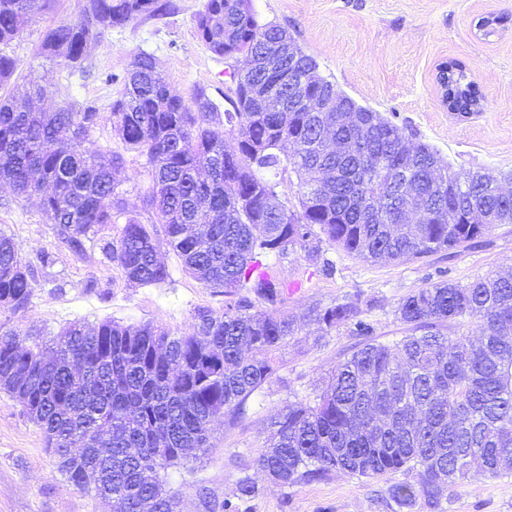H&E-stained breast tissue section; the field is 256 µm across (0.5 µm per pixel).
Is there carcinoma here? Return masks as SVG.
Returning <instances> with one entry per match:
<instances>
[{
	"instance_id": "1",
	"label": "carcinoma",
	"mask_w": 512,
	"mask_h": 512,
	"mask_svg": "<svg viewBox=\"0 0 512 512\" xmlns=\"http://www.w3.org/2000/svg\"><path fill=\"white\" fill-rule=\"evenodd\" d=\"M52 3L0 0V45ZM174 9L170 0H82L77 18L46 31L40 54L80 70L102 29ZM195 29L215 55L238 56L236 95L224 96V110L203 88L190 108L157 78L154 56L140 52L108 120L126 149L147 157L145 209L184 270L226 297L224 309H197L180 336L114 319L73 323L50 352L37 336L0 330V389L40 427L67 480L112 499L115 512H173L176 493L156 469L179 464L191 448L207 450L215 419L240 413L277 376L278 355L299 323L282 310L285 285L270 256L298 247L315 260L326 241L366 261L401 262L467 249L494 225L512 224V197L493 175L451 170L379 112L368 130L309 111L315 100L359 104L325 79L305 81L318 63L303 49L271 57L280 27L259 23L252 0H206ZM17 69L14 57L0 54L1 87ZM439 77L449 111L481 108L463 65L450 61ZM100 119L92 104L40 112L26 89L0 97V182L38 197L77 254L126 208L122 154L87 147ZM327 130L339 151L323 149ZM235 134L230 149L226 136ZM286 173L297 182L284 183ZM406 189L421 194L418 222L403 208ZM470 215L485 223H467ZM104 250L131 285L170 278L155 231L136 218ZM33 283L16 242L0 234V310L26 309ZM360 304L355 294L311 310L320 330L345 326L356 343L319 394L270 417L256 473L281 487L334 473L398 475L389 495L399 509L444 512L443 495L459 496L474 475L500 476L512 459V277L439 281L409 293L395 309L408 334L388 342L376 339ZM463 320L474 328L448 333ZM79 440L92 445L77 456ZM258 493L246 474L236 501H202L209 512H239Z\"/></svg>"
}]
</instances>
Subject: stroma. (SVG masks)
Listing matches in <instances>:
<instances>
[{"mask_svg":"<svg viewBox=\"0 0 512 512\" xmlns=\"http://www.w3.org/2000/svg\"><path fill=\"white\" fill-rule=\"evenodd\" d=\"M173 2L175 8L167 14L105 29L89 46L82 71L73 74L59 60L38 53L49 28L79 13L80 0H55L7 47V54L19 61L14 79L21 85H42L46 95L41 106L46 111L79 101L96 104L105 113L124 88L130 61L147 52L155 57L160 77L183 97L203 87L212 99L223 102L232 85L229 64L207 48L194 27L204 0ZM253 5L260 23L288 30L316 59L320 75L339 90L405 133L415 134L452 169L503 176V190L512 191V0H253ZM484 18L497 19L495 35L479 30ZM451 60L465 66L484 96L478 115H454L442 101L436 76L439 66ZM91 141L101 152L122 153L129 176L122 185L127 210L140 222L151 223L142 202L150 185L145 157L124 150L106 120ZM118 230L115 224L102 227L86 241L83 253H73L35 200L0 185V234L16 241L23 261L35 273L28 308L0 311V324L40 334L47 343L71 323L94 326L108 319L149 323L178 335L197 308H223V296L187 274L166 245L161 252L170 283L127 284L102 250ZM322 255V260L312 261L294 249L271 258L278 277L296 287L286 295L284 310L300 318L315 306L357 293L372 304L364 320L387 342L403 334L394 310L412 291L442 280L465 284L489 274L512 276V224L496 225L466 250L399 263L366 262L327 244ZM326 259L334 264L329 276L320 271ZM352 342L348 328L325 333L305 323L284 347L277 378L247 401L236 420L213 424L211 448L162 470L176 493L174 512H203L198 497L202 491L216 502L234 498L241 466L262 448L270 416L323 389L329 371ZM391 482L388 476L357 479L340 474L289 487L263 481L258 495L242 503L240 512H396L388 494ZM444 510L512 512V474L471 477ZM0 512H113L109 501L67 481L39 426L2 389Z\"/></svg>","mask_w":512,"mask_h":512,"instance_id":"stroma-1","label":"stroma"}]
</instances>
